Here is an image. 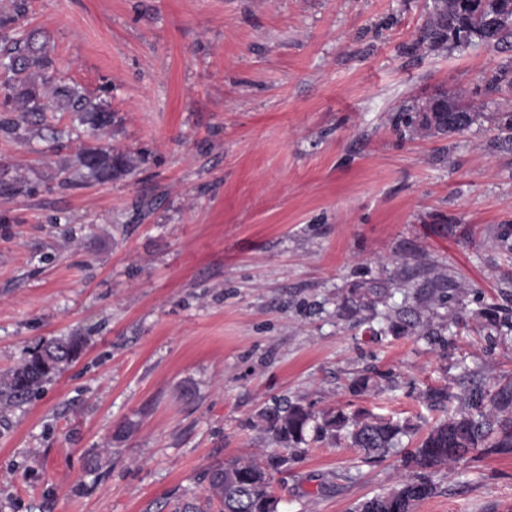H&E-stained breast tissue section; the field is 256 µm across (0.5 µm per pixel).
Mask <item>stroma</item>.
<instances>
[{
	"label": "stroma",
	"mask_w": 512,
	"mask_h": 512,
	"mask_svg": "<svg viewBox=\"0 0 512 512\" xmlns=\"http://www.w3.org/2000/svg\"><path fill=\"white\" fill-rule=\"evenodd\" d=\"M427 0H30L24 24L60 75L106 100L108 141L133 169L62 188L50 144L0 137V167L34 171L0 197V374L40 340L80 356L27 402L0 397V512H178L205 504L218 459L270 447L258 415L288 399L409 422L400 450L364 459L311 443L275 474L279 512H350L390 488L439 416L427 386L462 393L512 373V138L486 94L506 56L418 46ZM460 89L481 115L412 137L406 105ZM444 275L430 344L375 340L338 305L385 281L390 305ZM367 373L380 390L353 395ZM415 512H512V454L435 476Z\"/></svg>",
	"instance_id": "1"
}]
</instances>
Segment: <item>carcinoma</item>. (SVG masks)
<instances>
[{"instance_id": "1", "label": "carcinoma", "mask_w": 512, "mask_h": 512, "mask_svg": "<svg viewBox=\"0 0 512 512\" xmlns=\"http://www.w3.org/2000/svg\"><path fill=\"white\" fill-rule=\"evenodd\" d=\"M28 10L29 0H8L0 9V71L6 76L0 88V133L24 142L47 113L69 112L80 124L90 126L95 141L79 144L74 158L56 166L60 185L105 183L126 174L132 167L130 155L102 143L112 129L114 113L100 98L55 77L49 42L39 40L36 31H19ZM493 15L501 22L494 31L492 47L511 49L512 0H431L419 43L432 51L482 44L486 21ZM486 89L494 95H512V59L493 72ZM480 116L475 106L462 103L460 93L442 91L404 107L397 127L423 137L452 135L468 130ZM36 188L37 183L26 172L16 170L8 177L0 171V194L30 195ZM387 296L384 283L365 281L352 291L341 309L351 314L375 313ZM449 298L445 279L432 278L427 288L415 294L411 306L395 312L388 333L400 336L418 325L427 338L436 339L448 326L434 324L431 306L444 305ZM82 344L79 336L42 340L11 373L0 375V396L14 402L29 399L78 356ZM423 398L435 409H444L451 401L458 405L415 447L406 450L403 466L407 474L394 487L357 502L350 512H414L418 503L435 494L439 468L476 450L512 452V376L488 375L473 382L461 395L451 393L446 386H431ZM262 420L272 447L248 459L218 462L205 470L208 501L216 512H278L280 499L272 487V473L288 464V454L296 455L308 445L310 431L317 442L343 439L366 458L374 459L386 456L408 430L396 421L366 411L347 413L334 408L316 413L293 402L266 408Z\"/></svg>"}]
</instances>
